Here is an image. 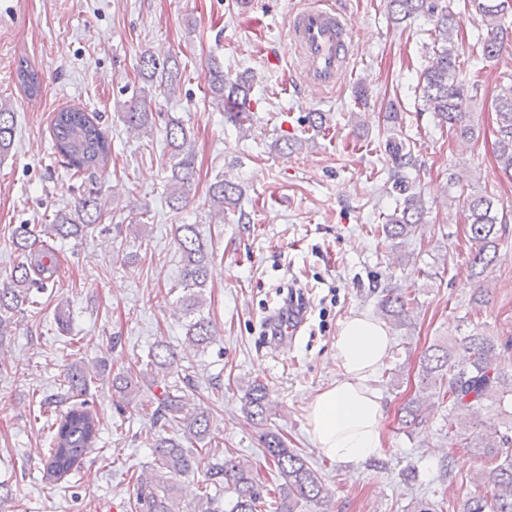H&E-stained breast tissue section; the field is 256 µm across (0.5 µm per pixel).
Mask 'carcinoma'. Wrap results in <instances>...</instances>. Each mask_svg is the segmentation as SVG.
I'll return each instance as SVG.
<instances>
[{"label": "carcinoma", "mask_w": 512, "mask_h": 512, "mask_svg": "<svg viewBox=\"0 0 512 512\" xmlns=\"http://www.w3.org/2000/svg\"><path fill=\"white\" fill-rule=\"evenodd\" d=\"M392 15L405 21L423 16L434 22L431 29L432 60L424 67L418 80L421 91L422 111L430 112L442 127L465 143L474 136L470 113L466 111L470 100L468 89L478 90L479 81L468 87L459 79L463 70L454 37L456 16L449 10L447 0H389ZM512 9V0H464V8L475 11L488 29V36L478 37L480 60L490 61L499 57L502 45L509 39V31L501 25L505 8ZM140 73L145 81L162 88H171L181 79L179 68L168 60H159L144 54ZM19 87L28 96L42 91L43 80L27 61L19 62L16 69ZM509 83L499 84L492 107L497 116L500 138L497 141V160L502 173L512 180V74L501 76ZM206 91L209 97L224 107L227 121L242 129L251 122L247 108L251 91L249 77L235 79L224 76L222 66L214 62L208 68ZM127 127L141 132L155 122L151 101L146 89H140L121 115ZM14 133V113L0 104V155L8 153ZM52 136L57 153L63 157L67 168L81 173L104 166L111 155V141L85 110L63 108L53 118ZM166 138L171 148V195L174 205L188 201L195 176V151L183 124L175 119L166 123ZM385 151L394 163L392 178L394 189L402 198L381 233L388 240L403 238L414 232L421 223L424 206L420 193L403 174L410 164L411 151L406 142L395 138L388 140ZM236 187L218 179L211 185V201L216 204L215 216L224 223V206L235 204ZM469 240L474 245L471 266L486 269L499 255V245L506 226L498 224L492 197L474 196L467 199ZM105 216L104 203L99 193L85 192L77 201L74 213L61 212L52 223L44 225L43 232L50 237L66 239L89 232ZM178 245L184 257L183 296L184 312L198 314L185 325L189 342L200 346L214 335L212 321L201 314L203 292L209 279L208 248L197 226L181 224L176 228ZM13 244L21 261L13 267L7 281L0 284V337L8 333L11 321L7 314L25 304H35L34 296L55 282L56 257L42 248L40 234L27 224L13 230ZM414 299L401 288H389L379 302L383 316L398 326L410 320ZM462 348L467 352L465 363L453 361V352ZM150 365L170 371L176 364V354L168 346L157 344L148 350ZM102 375L101 368L78 367L64 374L60 393L47 404L68 403L81 396L83 400L69 403L50 425L48 448L43 455L44 477L60 481L79 468L90 450L99 441L101 427L96 411L85 399L87 387ZM419 394L403 407L406 421L411 425L423 420V402L433 392L448 399V433L465 441L464 447L474 448L484 457L494 461L476 476L474 491L463 497L458 512H512V371L505 364L498 342L492 336L474 329L452 343L428 347L419 359ZM112 389L131 402L138 396L139 386L130 373L112 376ZM181 388L168 389L158 397L155 422L161 427H183L187 438L202 439L209 428V417L204 411L191 416L183 413ZM270 407L268 387L252 383L242 397V410L256 426L263 425ZM265 454L278 470L276 512H299V508L312 505L318 512H329L331 495L321 473L289 448L276 433L265 431L260 435ZM147 445L152 449L153 463L150 471L137 480L133 507L135 512H183L180 492L173 483L176 476H188L205 469L207 480L217 485L224 483L234 495L230 512H257L260 494L252 466L237 459L203 460L184 450L178 437L149 434ZM191 512H224L217 497L206 493L193 495Z\"/></svg>", "instance_id": "obj_1"}]
</instances>
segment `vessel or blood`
Segmentation results:
<instances>
[{"label":"vessel or blood","instance_id":"1","mask_svg":"<svg viewBox=\"0 0 512 512\" xmlns=\"http://www.w3.org/2000/svg\"><path fill=\"white\" fill-rule=\"evenodd\" d=\"M288 31L290 48L300 63L301 84L335 87L354 52V43L334 0H297Z\"/></svg>","mask_w":512,"mask_h":512}]
</instances>
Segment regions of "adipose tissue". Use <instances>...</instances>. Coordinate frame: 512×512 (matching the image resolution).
Returning a JSON list of instances; mask_svg holds the SVG:
<instances>
[{"mask_svg":"<svg viewBox=\"0 0 512 512\" xmlns=\"http://www.w3.org/2000/svg\"><path fill=\"white\" fill-rule=\"evenodd\" d=\"M388 328L364 313L343 321L336 335L335 380L312 397L308 431L320 453L359 463L381 448L382 397L374 381L391 346Z\"/></svg>","mask_w":512,"mask_h":512,"instance_id":"obj_1","label":"adipose tissue"}]
</instances>
